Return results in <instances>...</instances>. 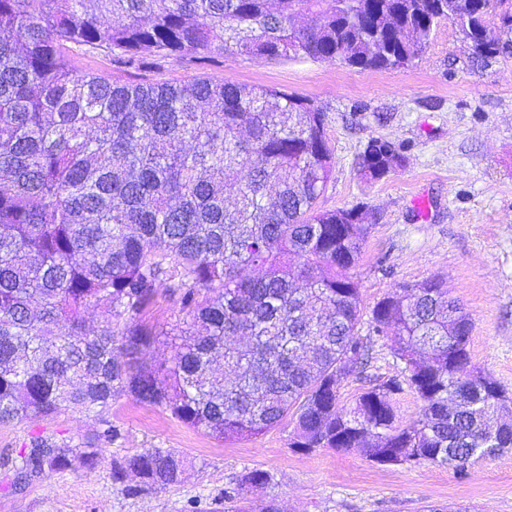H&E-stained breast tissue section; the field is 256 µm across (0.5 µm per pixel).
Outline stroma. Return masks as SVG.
Segmentation results:
<instances>
[{
	"instance_id": "stroma-1",
	"label": "stroma",
	"mask_w": 512,
	"mask_h": 512,
	"mask_svg": "<svg viewBox=\"0 0 512 512\" xmlns=\"http://www.w3.org/2000/svg\"><path fill=\"white\" fill-rule=\"evenodd\" d=\"M74 72L126 84L182 85L211 79L262 85L310 100L326 114L334 168L319 205L368 208L366 244L351 274L365 308L406 287L443 278L472 318L470 357L512 392V50L478 61L450 23H441L409 66L357 71L336 62L178 55L139 68L113 63L106 50L68 51ZM381 138L399 146L402 167L377 181L361 175L358 157ZM425 196L424 210L412 200ZM119 438L103 447L95 469L67 470L14 487L11 465L29 436L66 441L96 432L94 416L71 409L50 421L0 425V512H215L225 488L244 472L269 471L274 483L244 496L262 512L276 496L281 512H424L464 505L471 512H512V451L472 465L466 477L430 464L380 467L357 451H293L290 428L224 443L169 412L126 397L107 413ZM146 448L187 460L180 483L127 493L137 477L112 479L115 461Z\"/></svg>"
}]
</instances>
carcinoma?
I'll return each instance as SVG.
<instances>
[{"instance_id": "1", "label": "carcinoma", "mask_w": 512, "mask_h": 512, "mask_svg": "<svg viewBox=\"0 0 512 512\" xmlns=\"http://www.w3.org/2000/svg\"><path fill=\"white\" fill-rule=\"evenodd\" d=\"M443 21L490 59L512 35V0H0V423L101 417L126 395L222 442L288 422L291 448L358 449L377 465L463 473L503 453L507 392L471 366L472 320L443 280L365 309L348 273L362 208L318 206L334 164L325 113L265 86L79 75L62 52L105 48L127 68L225 54L382 71L412 63ZM402 162L393 145L359 168L379 180ZM161 296L177 318L157 327L146 317ZM159 336L173 354L155 367ZM378 343L401 364L387 380L368 373ZM349 377L362 387L346 407ZM407 390L421 412L403 426ZM102 423L75 444L31 435L17 481L95 467L120 436ZM184 470L179 453L148 448L112 478L156 490ZM272 481L247 471L224 512Z\"/></svg>"}]
</instances>
